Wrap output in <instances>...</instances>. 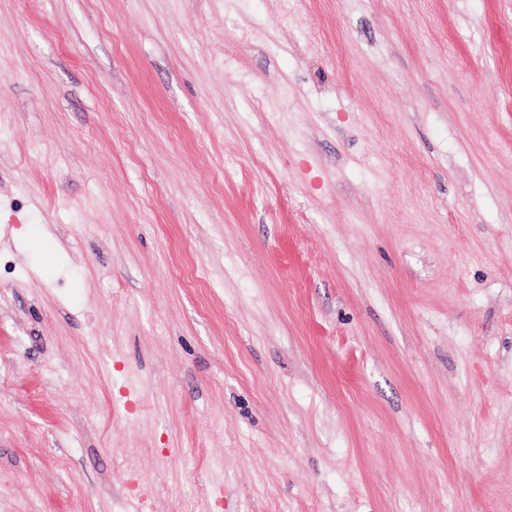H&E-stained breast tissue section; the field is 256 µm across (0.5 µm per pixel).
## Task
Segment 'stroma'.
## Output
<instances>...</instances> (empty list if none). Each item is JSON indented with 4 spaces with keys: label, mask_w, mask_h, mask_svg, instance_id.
I'll list each match as a JSON object with an SVG mask.
<instances>
[{
    "label": "stroma",
    "mask_w": 512,
    "mask_h": 512,
    "mask_svg": "<svg viewBox=\"0 0 512 512\" xmlns=\"http://www.w3.org/2000/svg\"><path fill=\"white\" fill-rule=\"evenodd\" d=\"M512 512V0H0V512Z\"/></svg>",
    "instance_id": "obj_1"
}]
</instances>
